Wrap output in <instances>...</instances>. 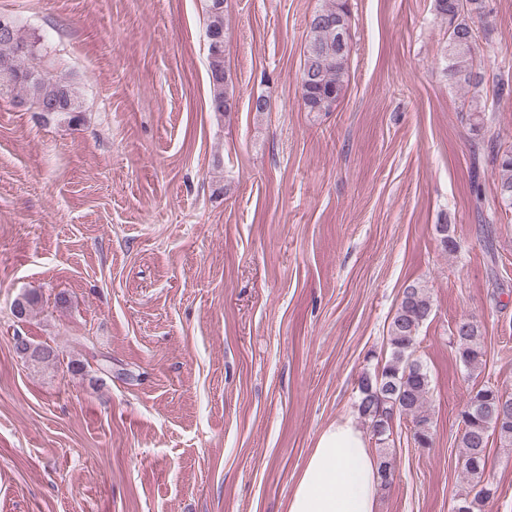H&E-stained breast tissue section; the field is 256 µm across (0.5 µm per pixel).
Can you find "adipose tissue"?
I'll list each match as a JSON object with an SVG mask.
<instances>
[{
	"instance_id": "obj_1",
	"label": "adipose tissue",
	"mask_w": 512,
	"mask_h": 512,
	"mask_svg": "<svg viewBox=\"0 0 512 512\" xmlns=\"http://www.w3.org/2000/svg\"><path fill=\"white\" fill-rule=\"evenodd\" d=\"M379 490L377 459L363 432L339 418L319 433L286 512H375Z\"/></svg>"
}]
</instances>
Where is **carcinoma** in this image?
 Segmentation results:
<instances>
[{
    "instance_id": "obj_1",
    "label": "carcinoma",
    "mask_w": 512,
    "mask_h": 512,
    "mask_svg": "<svg viewBox=\"0 0 512 512\" xmlns=\"http://www.w3.org/2000/svg\"><path fill=\"white\" fill-rule=\"evenodd\" d=\"M207 38L208 68L213 112L225 116L235 108L224 60V0H210ZM438 15L448 20V40L444 49L445 73L448 82L460 89L477 88L485 73L477 64V36L474 20L486 15V0H434ZM351 11L348 0H324L307 21L308 39L304 47V62L298 88L308 112H329L341 99L349 72V38ZM8 24V33L0 34V91L17 92L19 103L42 116L64 115L68 123L80 120L82 106L74 83L59 69L48 46L28 41L20 33L16 21L0 15V26ZM38 55L43 60L39 70L25 66V59ZM495 95L499 99L512 96V78L497 74L493 77ZM487 104L474 96L468 104L471 130L479 135L488 130ZM497 170L496 194L500 207L512 211V150L496 149L488 140L482 151L472 154L473 171L485 162ZM440 243L444 250L457 249L451 225L438 224ZM431 301L417 283L407 285L391 318L388 330L390 359L381 368L365 372L359 379L358 412L369 421L373 435L383 445L389 439L390 423L396 416L411 418L413 439L422 447L431 442V423L425 410L431 379L427 367L415 357L420 327L431 314ZM456 358L468 370L480 369L484 362V336L480 327L469 320L456 323L453 331ZM46 354L34 359L17 351L22 359L53 366L59 359L56 349L37 344L33 350ZM512 409L502 401L501 391L494 385L472 389L465 407L460 411L462 468L472 480L471 490L460 498L463 512H481V507L497 492L493 484L484 481L489 461L488 445L496 437L500 443L512 446V415L500 418V409Z\"/></svg>"
}]
</instances>
